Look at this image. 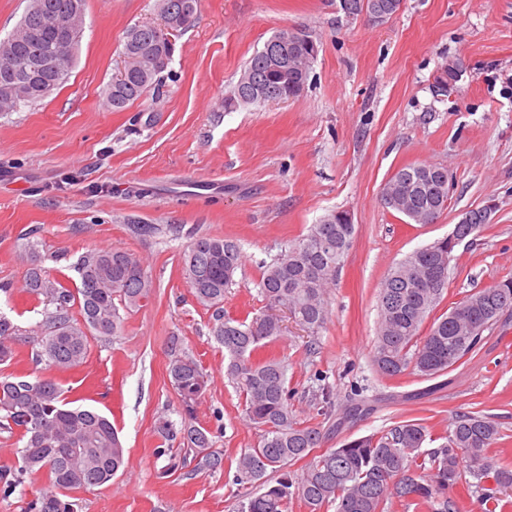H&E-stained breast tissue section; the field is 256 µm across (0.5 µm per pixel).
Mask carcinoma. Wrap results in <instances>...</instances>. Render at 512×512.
<instances>
[{
  "instance_id": "cac0c4a2",
  "label": "carcinoma",
  "mask_w": 512,
  "mask_h": 512,
  "mask_svg": "<svg viewBox=\"0 0 512 512\" xmlns=\"http://www.w3.org/2000/svg\"><path fill=\"white\" fill-rule=\"evenodd\" d=\"M86 7V0H30L14 29L16 33L39 31L47 17H64L72 3ZM195 12L178 17L167 33L130 27L123 56L130 54V41L142 45L143 60L135 62L129 77L107 87V99L115 110L143 97L158 85V75L167 66L169 38L190 28ZM282 40V55L288 66L302 65L299 81L285 83L279 69L263 51L246 62L233 91L244 104L288 100L296 97L307 81L313 58L307 43L292 31L272 36ZM80 40L61 46L44 38L16 43L11 61L18 73L27 61L46 50L59 54L65 82L73 66ZM48 96L35 84L11 92V102L0 101V112H14ZM425 165H407L384 184L382 196L395 200L391 209L415 224H426L447 208L449 188L422 181ZM348 212L333 210L312 225L287 252L265 266L259 281L266 302L261 315L248 320L224 315V292L241 266L238 244L229 239L199 236L183 258L182 274L197 302L213 309L210 327L214 340L224 349L225 375L245 399L249 420L261 428L257 446L236 458L235 482L259 487L239 501L238 512H288L299 498L309 512L336 505V512H384L386 504L426 508L428 512H456L448 488L459 478V465L466 460L471 474L492 476L496 488L512 491V465L491 466L487 450L501 439L497 422L480 412L459 414L447 442L431 453V472L419 473L420 449L427 440L426 426L399 423L377 436H365L327 450L313 458L295 477L288 466L308 457L321 446L323 434L315 426L299 422L288 402L287 366L275 356H262L265 345L279 338L282 325L276 311L286 309L294 320L316 333L328 319L327 292L355 234ZM448 256V238L417 249L396 263L385 277L379 293V331L374 363L387 377L413 370L425 378L446 372L481 342L483 333L494 329L500 317L512 311V277L465 296L447 313L433 318L426 333L422 326L442 299L448 281L434 284L441 257ZM76 288L64 287L31 256L24 292L53 310L47 312V332L40 339V356L50 369L67 372L84 363L90 337L115 336L122 328V309L138 306L150 297L153 280L141 260L120 248H103L81 256L73 266ZM78 306L79 317L72 315ZM19 328L0 313V364L13 358V343ZM168 377L181 400V428L162 420L157 432L165 439L177 437L200 457L202 466L218 469L223 454L213 450L210 432L194 425L195 404L204 393L207 374L196 357L170 341ZM0 431L18 433L23 446L17 449L20 466L0 468V492L7 496L24 476L43 473L47 485L31 500L26 512H78L73 492L101 486L127 466L125 449L112 421L96 409L75 406L63 398L53 377H6L0 380Z\"/></svg>"
}]
</instances>
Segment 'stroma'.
<instances>
[{"instance_id": "1", "label": "stroma", "mask_w": 512, "mask_h": 512, "mask_svg": "<svg viewBox=\"0 0 512 512\" xmlns=\"http://www.w3.org/2000/svg\"><path fill=\"white\" fill-rule=\"evenodd\" d=\"M338 0H199L194 27L176 39L159 87L110 108L104 97L124 64L127 28L158 21L156 0H86L85 29L68 79L44 100L0 112V313L19 327L0 375H45L38 336L45 305L21 290L30 253L65 287L94 249L139 256L155 290L123 311L120 333L90 341L78 368L58 374L70 401L105 413L129 464L77 492L79 512H237L245 487L234 471L200 467L159 420L180 422L167 374L171 338L192 352L208 382L195 423L234 459L260 431L224 374L211 310L182 275L193 238L235 241L242 266L224 312L264 311V265L333 210L349 211L355 238L328 295L331 317L310 333L281 311L283 336L267 346L288 367L300 422L320 425L323 448L425 424L440 447L459 413L494 417L503 440L487 456L512 462V318L487 332L444 386L416 375L382 376L372 363L384 277L414 250L442 238L468 210L491 206L475 239L456 246L439 312L512 276V0H403L382 22L347 17ZM305 30L319 48L301 93L263 105L231 103L246 61L278 31ZM456 76L440 88L444 66ZM448 171V207L411 224L384 207L381 189L406 165ZM155 227L152 235L136 232ZM332 386L337 407L370 402V414L322 421L314 396ZM166 455H157L160 446ZM450 490L458 512H512L490 501L494 483L468 464Z\"/></svg>"}]
</instances>
